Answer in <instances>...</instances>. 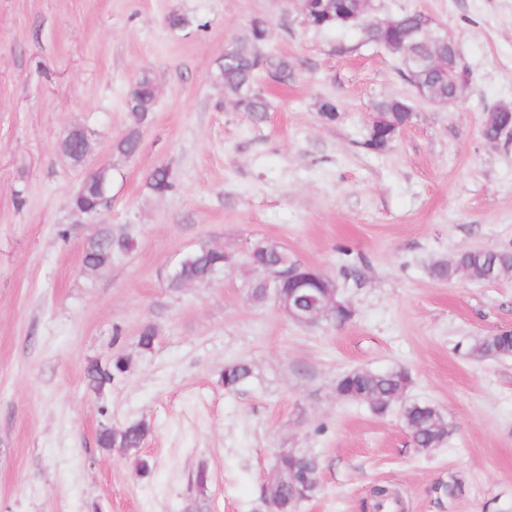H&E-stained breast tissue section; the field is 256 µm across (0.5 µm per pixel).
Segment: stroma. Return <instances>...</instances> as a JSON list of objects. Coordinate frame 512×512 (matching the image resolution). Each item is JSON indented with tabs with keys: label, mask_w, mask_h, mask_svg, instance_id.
I'll use <instances>...</instances> for the list:
<instances>
[{
	"label": "stroma",
	"mask_w": 512,
	"mask_h": 512,
	"mask_svg": "<svg viewBox=\"0 0 512 512\" xmlns=\"http://www.w3.org/2000/svg\"><path fill=\"white\" fill-rule=\"evenodd\" d=\"M373 10L420 11L447 31L465 71L453 105L418 99L401 61L360 31L305 26L291 0H0V512H265L283 448L321 464L298 512H371L378 483L401 491L406 512H512V354H472L512 329V274L429 272L464 249L512 251V134L482 135L488 112L512 105V0ZM172 13L196 27L170 29ZM257 17L295 70L287 85L259 76L271 101L260 120L213 80ZM145 70L159 97L126 158L113 143ZM391 97L412 99L414 117L375 152L369 115ZM326 99L335 120L319 113ZM75 127L91 135L82 165L59 149ZM103 164L117 172L104 222L74 223L67 200ZM165 164L174 188L148 195L147 174ZM103 226L134 247L93 272L83 247ZM259 239L335 279L351 318L308 327L252 302L260 273L246 254ZM202 245L232 266L168 288V269ZM116 356L126 372L94 394L85 367ZM237 361L253 376L229 392L222 374ZM354 368L401 369L410 385L377 415L336 393ZM411 402L444 414L440 447H415ZM137 423L148 429L138 450L99 448L101 429ZM450 480L456 495L437 498Z\"/></svg>",
	"instance_id": "stroma-1"
}]
</instances>
